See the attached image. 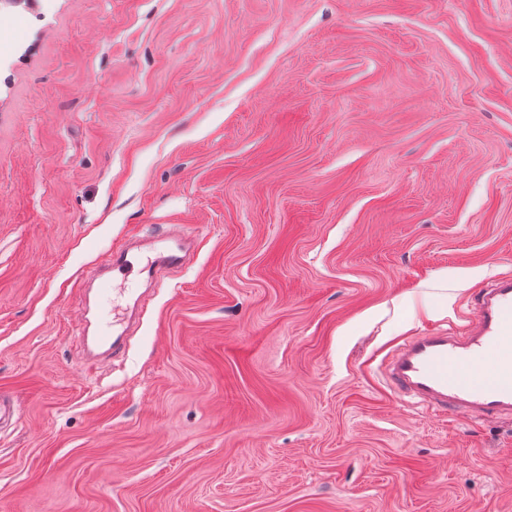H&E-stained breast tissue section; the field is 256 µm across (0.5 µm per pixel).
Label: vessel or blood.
<instances>
[{
  "label": "vessel or blood",
  "mask_w": 512,
  "mask_h": 512,
  "mask_svg": "<svg viewBox=\"0 0 512 512\" xmlns=\"http://www.w3.org/2000/svg\"><path fill=\"white\" fill-rule=\"evenodd\" d=\"M191 244L185 230L132 238L112 250L88 281L100 298L114 280L159 282L189 263ZM91 299L85 296L78 303L80 341L111 356L120 353L134 305L126 304L106 328L96 329ZM384 378L397 396L416 399L440 414H464L477 421L511 419L512 277L499 278L475 297L473 316L462 331L426 329L410 336L386 361Z\"/></svg>",
  "instance_id": "vessel-or-blood-1"
}]
</instances>
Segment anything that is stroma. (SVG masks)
<instances>
[{
	"instance_id": "35a3bbf8",
	"label": "stroma",
	"mask_w": 512,
	"mask_h": 512,
	"mask_svg": "<svg viewBox=\"0 0 512 512\" xmlns=\"http://www.w3.org/2000/svg\"><path fill=\"white\" fill-rule=\"evenodd\" d=\"M0 512H512V419L381 362L512 275V0L0 8ZM186 228L123 354L85 274Z\"/></svg>"
}]
</instances>
